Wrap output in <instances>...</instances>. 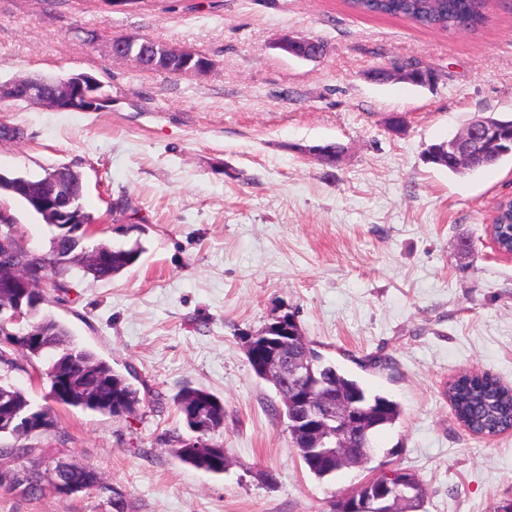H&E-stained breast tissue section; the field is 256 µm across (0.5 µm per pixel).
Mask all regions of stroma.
I'll return each instance as SVG.
<instances>
[{
	"label": "stroma",
	"mask_w": 512,
	"mask_h": 512,
	"mask_svg": "<svg viewBox=\"0 0 512 512\" xmlns=\"http://www.w3.org/2000/svg\"><path fill=\"white\" fill-rule=\"evenodd\" d=\"M194 50L203 76L148 71L106 53L110 37ZM326 52L304 60L281 38ZM416 60L430 85L376 81ZM88 74L112 97L101 112L0 102V172L65 166L81 174L89 244L144 251L100 282L69 275L42 313L119 372H135V414L59 406L54 430L28 436L46 461L94 467L102 489L31 498L0 488V512H325L370 478L348 468L317 479L301 463L279 399L253 372L245 342L294 314L326 359L401 419L378 432L379 466L414 473L421 512H499L512 501V431L470 434L448 381L489 372L512 386V259L487 226L512 197V160L466 175L425 162L477 116H512V8L489 0L473 31L427 30L360 15L345 0H0V84ZM402 116L392 131V116ZM342 149L336 164L314 146ZM126 199L123 217L112 204ZM22 244L45 252L51 229L8 195ZM204 388L224 402L214 439L224 474L180 462L173 395ZM271 473L273 482L263 480Z\"/></svg>",
	"instance_id": "35a3bbf8"
}]
</instances>
